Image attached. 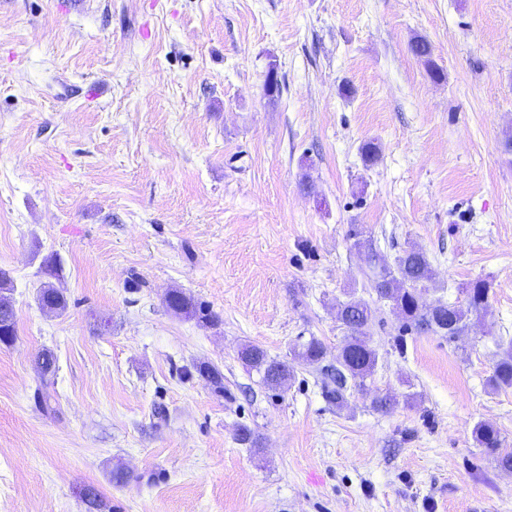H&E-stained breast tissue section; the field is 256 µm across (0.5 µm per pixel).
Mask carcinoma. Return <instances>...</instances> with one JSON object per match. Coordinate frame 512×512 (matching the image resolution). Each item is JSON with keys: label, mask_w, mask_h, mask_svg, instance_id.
<instances>
[{"label": "carcinoma", "mask_w": 512, "mask_h": 512, "mask_svg": "<svg viewBox=\"0 0 512 512\" xmlns=\"http://www.w3.org/2000/svg\"><path fill=\"white\" fill-rule=\"evenodd\" d=\"M410 49L424 63L434 79H442L443 73L432 59L431 45L427 40L414 39ZM351 236L354 238L355 247L371 251L373 267L369 279L372 289L379 299L390 300L400 309L404 330L431 332L451 341L464 332L467 314L479 315L487 310L490 292L488 281L477 279L463 289L467 304L465 308L443 299L426 305L421 303V294L432 281V269L425 252L410 247L397 257L395 267L392 268L374 249L373 241L363 237V232L353 229ZM11 288L9 274L1 269L0 344L5 346L12 345L17 337L15 313L10 300ZM37 300L41 308L50 311L67 308L66 296L50 282L40 285ZM166 307L176 314L194 317L205 323L215 324L219 320L213 310L195 302L179 289L168 292ZM374 314L375 311L369 303L353 296L336 303V318L346 329V336L336 356L334 372L328 374V382L324 388L327 399L338 407L347 402L348 380H353L354 386L358 388L364 387L366 379L372 375L377 364L378 354L366 341ZM324 355L323 343L315 338L304 344L298 353V356L310 364L320 363ZM241 360L261 374L264 385L272 391L284 389L290 378L288 363L269 358L266 351L258 345L244 346ZM38 365L41 383L46 387L56 373V359L51 352L45 351L38 357ZM196 371L210 383L216 393L224 394V375L218 368L201 364L196 367ZM490 385L494 389L512 387V350L506 352L496 363ZM473 436L478 447L495 456L501 469L512 471V451L501 449L500 435L494 425L488 422L477 423L473 428ZM81 498L85 512H104L106 504L95 486H85Z\"/></svg>", "instance_id": "obj_1"}]
</instances>
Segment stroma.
Listing matches in <instances>:
<instances>
[{"instance_id": "stroma-1", "label": "stroma", "mask_w": 512, "mask_h": 512, "mask_svg": "<svg viewBox=\"0 0 512 512\" xmlns=\"http://www.w3.org/2000/svg\"><path fill=\"white\" fill-rule=\"evenodd\" d=\"M65 3L0 0V269L17 328L0 345V512H84L87 485L106 512H512V472L472 438L488 422L512 451V388L489 384L512 342V0ZM355 225L387 262L427 254L425 302L464 304L461 287L490 280L488 315L453 341L402 334ZM51 255L60 313L36 300ZM173 288L219 323L168 312ZM352 291L376 310L378 363L339 408L322 367ZM313 337L322 364L295 362L281 393L238 358L253 343L286 359ZM387 394L396 407L375 410ZM118 466L129 483H112ZM410 49L414 56H416L424 63L430 75L434 79H442L443 73L440 71V69L437 67V65L432 59L431 45L427 40L423 38L414 39L410 44Z\"/></svg>"}]
</instances>
